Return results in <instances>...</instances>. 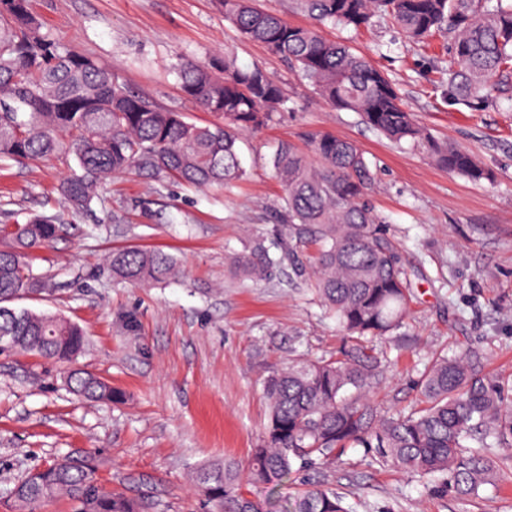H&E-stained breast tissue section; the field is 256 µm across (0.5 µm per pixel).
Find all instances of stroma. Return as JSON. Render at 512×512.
Instances as JSON below:
<instances>
[{
	"label": "stroma",
	"instance_id": "35a3bbf8",
	"mask_svg": "<svg viewBox=\"0 0 512 512\" xmlns=\"http://www.w3.org/2000/svg\"><path fill=\"white\" fill-rule=\"evenodd\" d=\"M30 10L127 87L197 125L218 118L182 94L184 58L205 62L231 50L240 65L262 67L287 102L246 136L247 176L229 190L119 175L105 185L104 204L76 213L57 191L65 162L0 164V224L29 213L65 222L32 261L56 291L23 307L78 324L86 345L77 368L128 395L123 404L85 402L69 390L65 368L33 354H0V512H13L7 492L29 472L85 455L105 490L144 499L147 512H209L193 476L206 465L248 460L267 422L265 377L299 352L328 356L341 342L306 276L284 266L254 280L229 265L255 239L275 243L270 214L283 190L270 159L279 142L305 147L307 132L353 140L376 163L369 199L412 282L409 317L385 341L383 379L371 393L378 414L415 407L418 374L441 350H477L487 372L512 380V85L493 106L454 102L442 75L447 34L423 46L383 16L359 32L325 29L384 71L436 139L474 153L492 171L490 182L449 173L424 150L395 145L357 113L331 106L285 61L242 38L217 0H30ZM122 247L173 254L180 274L151 286L115 281L104 261ZM491 457L498 487L466 499L359 448L294 470L281 493L293 499L321 484L353 512H512V447Z\"/></svg>",
	"mask_w": 512,
	"mask_h": 512
}]
</instances>
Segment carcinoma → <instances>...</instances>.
Here are the masks:
<instances>
[{
    "label": "carcinoma",
    "instance_id": "obj_1",
    "mask_svg": "<svg viewBox=\"0 0 512 512\" xmlns=\"http://www.w3.org/2000/svg\"><path fill=\"white\" fill-rule=\"evenodd\" d=\"M224 17L245 38L288 63L321 98L357 113L389 139L424 147L436 165L473 181L490 171L456 145L435 140L413 119L389 77L321 26L359 29L386 15L409 38L451 34L448 92L481 107L498 85L512 81V0H295L313 23L295 25L258 9L255 0H219ZM184 96L221 122L198 126L183 113L156 105L120 83L112 70L43 32L29 0H0V162L39 163L63 156L77 170L60 185L77 211L102 202L113 175L134 172L158 181L227 189L245 175L238 142L265 127L284 106L281 88L260 66L244 67L226 53L178 65ZM309 150L281 144L272 170L283 187L273 223L288 231L281 255L257 242L232 260L247 277L267 279L283 260L299 266L295 243L315 246L310 290L344 332L336 354L299 355L268 376L269 418L246 465L226 460L195 474L199 494L215 512H273L293 467L323 463L362 448L378 463L432 477L462 498L496 486L487 449L512 447V384L484 372L482 356L461 349L433 355L415 382L418 406L379 417L369 394L382 378L378 341L402 327L411 282L398 243L368 200L376 168L355 142L332 133L306 134ZM61 231L60 218L32 214L0 224V353L21 350L70 363L85 337L58 313L12 306L25 295L54 292L33 270L32 254ZM112 279L155 284L172 279V255L138 248L110 257ZM68 385L90 402L119 403L124 393L86 371ZM94 458H66L38 469L10 489L19 512H36L60 496L73 512H142L122 493L102 491ZM281 512H350L343 497L314 486Z\"/></svg>",
    "mask_w": 512,
    "mask_h": 512
}]
</instances>
